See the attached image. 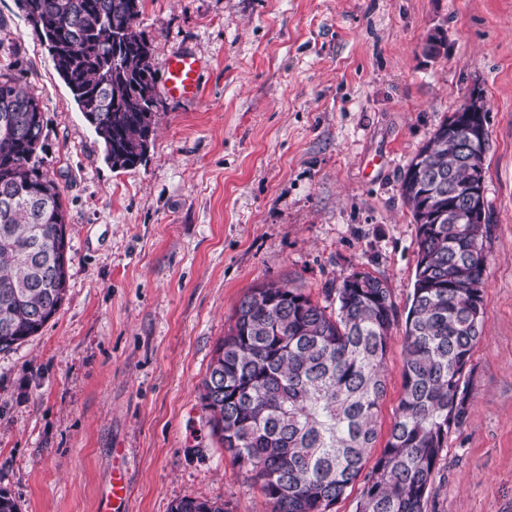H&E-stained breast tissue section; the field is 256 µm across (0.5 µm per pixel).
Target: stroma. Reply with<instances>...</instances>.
<instances>
[{
    "mask_svg": "<svg viewBox=\"0 0 512 512\" xmlns=\"http://www.w3.org/2000/svg\"><path fill=\"white\" fill-rule=\"evenodd\" d=\"M158 128L145 164L112 170L18 0H0V70L47 121L42 167L69 225L67 295L0 353V487L19 512H126L184 498L270 512L212 436L202 382L240 300L278 282L324 302L358 270L406 311L417 226L400 176L483 90L490 232L486 333L470 418L448 437L426 512H512V0H143ZM435 33L446 48L428 55ZM178 51L201 97L172 101ZM405 322L391 330L380 426L402 395ZM165 90L175 100L193 101L200 93V60L192 53L174 54L167 63Z\"/></svg>",
    "mask_w": 512,
    "mask_h": 512,
    "instance_id": "stroma-1",
    "label": "stroma"
}]
</instances>
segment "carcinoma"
Returning <instances> with one entry per match:
<instances>
[{
	"label": "carcinoma",
	"mask_w": 512,
	"mask_h": 512,
	"mask_svg": "<svg viewBox=\"0 0 512 512\" xmlns=\"http://www.w3.org/2000/svg\"><path fill=\"white\" fill-rule=\"evenodd\" d=\"M54 69L104 148L129 171L147 159L157 128L151 44L142 0H21ZM46 121L22 77L0 71V352L37 334L67 292L70 257L61 190L44 173ZM409 162L401 195L417 224V262L405 320L403 387L380 456L385 361L397 307L385 280L354 272L328 310L299 288L270 282L235 310L216 349L202 403L214 435L270 512H332L364 477L357 512H425L448 436L470 416L463 378L485 335L484 239L459 222L458 189L476 157L443 122ZM171 512H229L184 498Z\"/></svg>",
	"instance_id": "obj_1"
}]
</instances>
